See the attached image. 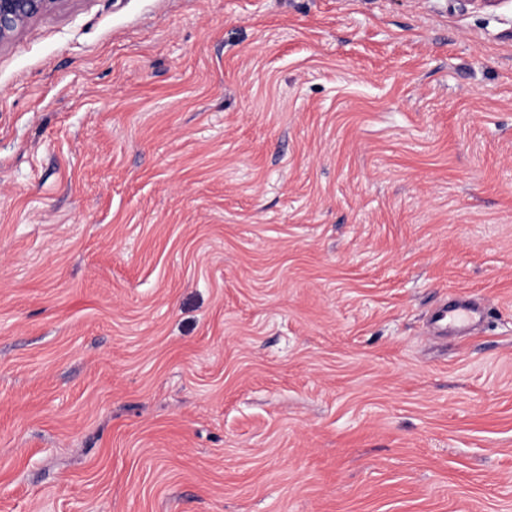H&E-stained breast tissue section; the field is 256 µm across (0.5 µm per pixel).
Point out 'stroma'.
I'll use <instances>...</instances> for the list:
<instances>
[{"label": "stroma", "mask_w": 512, "mask_h": 512, "mask_svg": "<svg viewBox=\"0 0 512 512\" xmlns=\"http://www.w3.org/2000/svg\"><path fill=\"white\" fill-rule=\"evenodd\" d=\"M0 512H512V0L0 46ZM473 309L463 300L454 302L450 307L444 305L437 309L433 315V325L441 335L448 333V326L453 329L466 327L473 319ZM449 316V322H448Z\"/></svg>", "instance_id": "obj_1"}]
</instances>
